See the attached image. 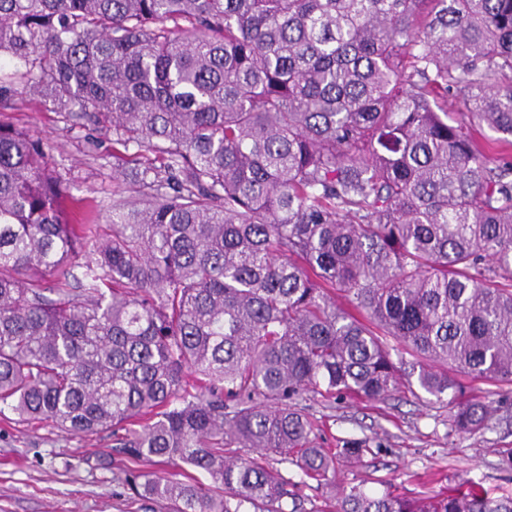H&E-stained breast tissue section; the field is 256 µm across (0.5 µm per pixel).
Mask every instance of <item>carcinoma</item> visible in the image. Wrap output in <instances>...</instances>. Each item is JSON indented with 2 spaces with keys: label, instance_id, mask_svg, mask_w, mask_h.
Returning <instances> with one entry per match:
<instances>
[{
  "label": "carcinoma",
  "instance_id": "cac0c4a2",
  "mask_svg": "<svg viewBox=\"0 0 512 512\" xmlns=\"http://www.w3.org/2000/svg\"><path fill=\"white\" fill-rule=\"evenodd\" d=\"M28 94L153 161L81 224L48 144L0 123V412L205 472H125L175 512H284L271 456L336 485L305 393L416 387L488 426L462 396L512 383V0H0V99ZM335 512L512 496L353 487Z\"/></svg>",
  "mask_w": 512,
  "mask_h": 512
}]
</instances>
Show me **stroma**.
Instances as JSON below:
<instances>
[{"mask_svg": "<svg viewBox=\"0 0 512 512\" xmlns=\"http://www.w3.org/2000/svg\"><path fill=\"white\" fill-rule=\"evenodd\" d=\"M0 123L35 132L51 147L50 161L69 193L109 223L115 190L135 197L129 157L114 154L110 134L82 120L64 118L51 102L28 97L0 103ZM473 395L495 402L488 428L458 434L448 411L426 397L400 392L382 401L356 402L305 396L301 402L322 429L323 445L369 438L371 453L358 463L336 460L337 488H392L421 498L470 480L497 495H512V469L501 464L512 448V385L472 382ZM132 460L109 434L70 436L50 425H30L11 412L0 414V512H169V504L142 501L123 483ZM282 474L298 485L296 503L285 512H315L328 488L289 463Z\"/></svg>", "mask_w": 512, "mask_h": 512, "instance_id": "1", "label": "stroma"}]
</instances>
